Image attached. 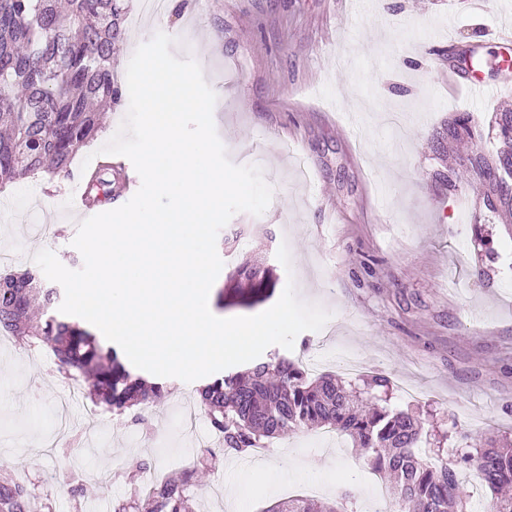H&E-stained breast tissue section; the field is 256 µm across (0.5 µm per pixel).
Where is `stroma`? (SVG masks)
Instances as JSON below:
<instances>
[{"mask_svg": "<svg viewBox=\"0 0 512 512\" xmlns=\"http://www.w3.org/2000/svg\"><path fill=\"white\" fill-rule=\"evenodd\" d=\"M124 38L112 58L125 80L136 47L164 32L178 58H194L217 95L213 114L229 159L250 164L259 156L273 189L259 216L236 214L222 235L245 228L234 246L218 244L223 273L246 263L272 267L277 283L253 306L221 308L224 317L253 316L272 307L287 282L299 299L330 312L325 329L299 334L291 351L315 357L319 370L346 382L375 374L390 378L385 405L420 413L423 456L459 458L479 435L512 438V211L479 219L480 180L459 165L477 147L464 140L437 150L449 117L468 115L487 127L501 104L512 106V42L499 40L512 23V0H179L164 14L143 13L125 0ZM475 47L486 92L467 90L445 72L456 50ZM128 100L113 105L80 149L68 177L46 190L36 175L0 186V248L13 253L11 269L34 267L41 249L66 267L83 265L73 247L80 224L66 206L87 156L125 117ZM448 173L447 183L435 179ZM287 245L290 266L276 258ZM47 346L28 349L0 335V473L35 483L52 512H89L94 500H127L123 474L132 461L172 473L171 460L192 467L198 450L220 455L194 486V512H235L231 494L250 457L224 454L210 421L195 433L181 420L182 403H196V383L169 379V394L147 420L108 415L101 442L63 445L62 426H77L82 403L63 408L62 388ZM352 442L324 444L319 431L289 430L273 439L265 468L287 463L304 470H335L319 501L350 493L364 512L371 486L351 470L363 463ZM88 493L74 499V475Z\"/></svg>", "mask_w": 512, "mask_h": 512, "instance_id": "obj_1", "label": "stroma"}]
</instances>
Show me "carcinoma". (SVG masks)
Wrapping results in <instances>:
<instances>
[{"instance_id": "1", "label": "carcinoma", "mask_w": 512, "mask_h": 512, "mask_svg": "<svg viewBox=\"0 0 512 512\" xmlns=\"http://www.w3.org/2000/svg\"><path fill=\"white\" fill-rule=\"evenodd\" d=\"M123 0H0V184L48 168L67 176L75 153L102 125L101 107L118 103L122 86L112 74V55L121 40ZM465 115L448 120V140L476 136L508 140L512 110L495 114L488 129L477 130ZM460 165L483 178L478 196L493 218L512 207V152L479 149L459 157ZM122 168L103 164L89 173L90 206L97 194L109 201L126 189ZM274 285L271 268L245 264L230 278L219 303L250 305ZM58 292L45 286L35 270L0 272V329L22 342L45 344L58 361V372L88 386L96 405L122 415L147 406L167 393L161 383L134 376L113 348L77 323L33 316V303L47 309ZM376 375L364 387H345L333 375L311 378L284 356L258 361L245 373L229 372L199 389L201 406L224 450L247 454L292 428L330 426L369 456L376 472L397 482V498L406 512H466L468 495L458 465L477 469L492 495V512H512V443L486 433L480 446L454 461L424 459L418 452L423 421L411 410H390L367 397L387 388ZM199 468L170 476L162 486L143 491L138 484L130 500L114 506L126 512L145 500L150 512H194L189 487ZM350 494L328 501L288 498L266 512H347ZM50 509L23 479L0 476V512H46Z\"/></svg>"}]
</instances>
